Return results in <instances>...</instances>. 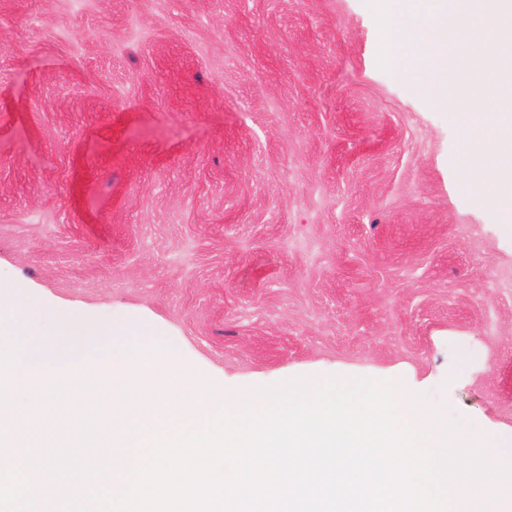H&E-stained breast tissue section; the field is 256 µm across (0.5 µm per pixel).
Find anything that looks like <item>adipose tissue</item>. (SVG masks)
<instances>
[{"label": "adipose tissue", "mask_w": 512, "mask_h": 512, "mask_svg": "<svg viewBox=\"0 0 512 512\" xmlns=\"http://www.w3.org/2000/svg\"><path fill=\"white\" fill-rule=\"evenodd\" d=\"M465 161L485 170L483 178L471 184L478 204L494 203L512 211V114L469 112L462 123Z\"/></svg>", "instance_id": "obj_1"}]
</instances>
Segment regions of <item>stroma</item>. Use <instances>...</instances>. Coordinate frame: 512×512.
<instances>
[{
	"label": "stroma",
	"instance_id": "1",
	"mask_svg": "<svg viewBox=\"0 0 512 512\" xmlns=\"http://www.w3.org/2000/svg\"><path fill=\"white\" fill-rule=\"evenodd\" d=\"M380 40L366 0H0V284L512 451V222Z\"/></svg>",
	"mask_w": 512,
	"mask_h": 512
}]
</instances>
